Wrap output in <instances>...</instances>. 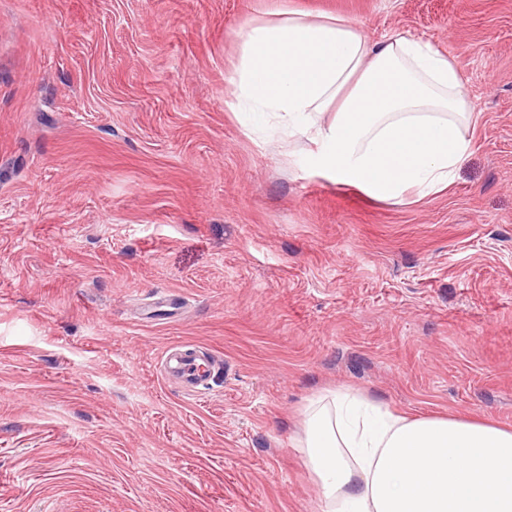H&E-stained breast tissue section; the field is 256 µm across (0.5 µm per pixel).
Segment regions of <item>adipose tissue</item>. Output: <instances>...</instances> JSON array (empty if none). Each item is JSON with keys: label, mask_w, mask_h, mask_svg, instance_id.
Wrapping results in <instances>:
<instances>
[{"label": "adipose tissue", "mask_w": 512, "mask_h": 512, "mask_svg": "<svg viewBox=\"0 0 512 512\" xmlns=\"http://www.w3.org/2000/svg\"><path fill=\"white\" fill-rule=\"evenodd\" d=\"M234 71L235 110L309 134L316 167L378 198L440 191L469 153L457 66L412 37L293 15L251 26ZM300 448L321 512H512V431L484 421L337 390L307 408Z\"/></svg>", "instance_id": "1"}]
</instances>
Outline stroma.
<instances>
[{
	"instance_id": "35a3bbf8",
	"label": "stroma",
	"mask_w": 512,
	"mask_h": 512,
	"mask_svg": "<svg viewBox=\"0 0 512 512\" xmlns=\"http://www.w3.org/2000/svg\"><path fill=\"white\" fill-rule=\"evenodd\" d=\"M292 13L455 61L446 190L377 199L232 111ZM338 389L512 429V0H0V512H320L297 439ZM163 367L170 377L181 381L192 391L201 393L209 386L214 364L210 358L191 349L170 348L165 352Z\"/></svg>"
}]
</instances>
